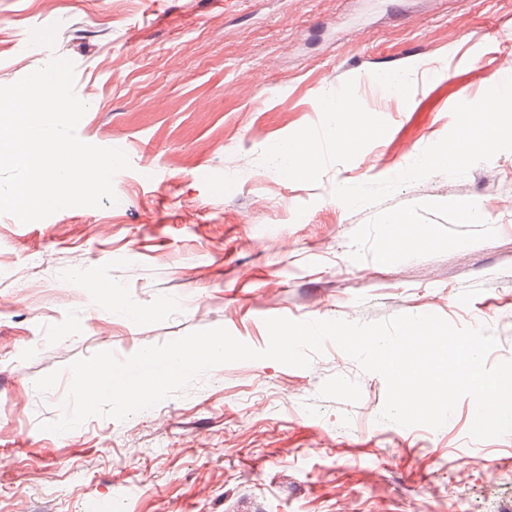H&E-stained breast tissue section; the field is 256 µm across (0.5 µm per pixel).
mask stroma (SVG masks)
<instances>
[{
	"label": "stroma",
	"mask_w": 512,
	"mask_h": 512,
	"mask_svg": "<svg viewBox=\"0 0 512 512\" xmlns=\"http://www.w3.org/2000/svg\"><path fill=\"white\" fill-rule=\"evenodd\" d=\"M55 55L79 139L131 167L116 203L0 215V512H512V435L472 440L469 397L437 430L380 421L383 378L330 342L307 368L226 364L125 421L39 428L77 358L217 326L261 350L273 317L436 314L511 358L512 154L419 162L512 82V0H0V86ZM336 98L367 111L357 154L330 145ZM310 135L317 167L279 174ZM399 212L427 246L389 248Z\"/></svg>",
	"instance_id": "1"
}]
</instances>
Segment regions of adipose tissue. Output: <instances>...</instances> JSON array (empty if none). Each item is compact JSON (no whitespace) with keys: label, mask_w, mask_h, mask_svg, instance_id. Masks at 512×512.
<instances>
[{"label":"adipose tissue","mask_w":512,"mask_h":512,"mask_svg":"<svg viewBox=\"0 0 512 512\" xmlns=\"http://www.w3.org/2000/svg\"><path fill=\"white\" fill-rule=\"evenodd\" d=\"M512 112V87L501 90L497 106L484 114L477 123L465 126L458 141L448 143L433 155L425 158L422 165L428 170L461 169L468 158L475 154L498 155L512 152V130L507 129L503 113ZM367 126L366 111L356 105L336 113V150L340 153L358 151L363 143ZM317 148L308 139L283 143L274 157V166L280 174L293 175L310 171L314 165Z\"/></svg>","instance_id":"ef3b65f1"}]
</instances>
